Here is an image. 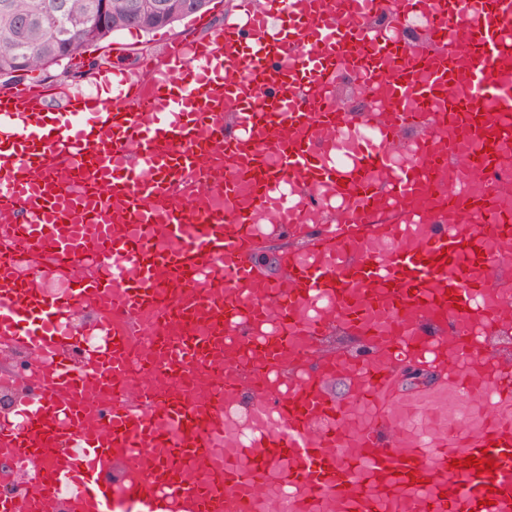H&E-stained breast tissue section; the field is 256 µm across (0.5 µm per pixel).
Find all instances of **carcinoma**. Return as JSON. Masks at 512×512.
I'll list each match as a JSON object with an SVG mask.
<instances>
[{
    "label": "carcinoma",
    "mask_w": 512,
    "mask_h": 512,
    "mask_svg": "<svg viewBox=\"0 0 512 512\" xmlns=\"http://www.w3.org/2000/svg\"><path fill=\"white\" fill-rule=\"evenodd\" d=\"M102 0H0V71L29 58L30 71L47 68L60 53L56 40L59 13L80 24L67 43L66 61L83 54L87 43L122 30L150 32L202 11L209 0H107L110 23L96 22Z\"/></svg>",
    "instance_id": "1"
}]
</instances>
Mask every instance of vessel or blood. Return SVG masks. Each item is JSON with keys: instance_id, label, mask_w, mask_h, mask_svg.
I'll return each instance as SVG.
<instances>
[{"instance_id": "b4317fda", "label": "vessel or blood", "mask_w": 512, "mask_h": 512, "mask_svg": "<svg viewBox=\"0 0 512 512\" xmlns=\"http://www.w3.org/2000/svg\"><path fill=\"white\" fill-rule=\"evenodd\" d=\"M477 24H469L468 0H242L234 18L189 50L164 52L145 79L122 70L92 72L84 87L61 93L52 108L41 86L0 94V221L15 225L13 247L38 266L52 264L69 288L45 295L38 276L0 279V342L28 348L43 361L48 394L33 405L23 430L0 424V448L25 464L41 462L36 497L51 499L64 481L74 485L75 512H212L208 488L192 472L212 454L210 435L221 428L180 400L141 389L137 401L113 403L87 430L78 399L91 386H115L127 371V339L110 335L95 349L63 321L86 305L101 316L113 307L129 312L162 310L167 320L191 323L201 313L221 320L208 336L183 333L165 339L164 326L145 336L157 344L155 374L181 383L196 364L222 352L247 355L251 329L267 305L278 313L280 335L267 349L277 361L281 345L299 336L297 355L308 365L304 382L289 395L264 387L239 391L238 404L268 410L276 423L244 448L224 457L214 481L236 496L238 512H261L253 492L280 462L282 475L300 491L299 512H512V376L474 379L462 367L475 356L494 365L498 350L468 345L464 323L476 290L512 288V265L490 255L493 239L481 223L483 208L460 203L457 229L419 237L408 224H372L367 216L379 196L413 205L442 171L458 137L474 151L455 156L457 172L499 163L512 143V86L500 83L502 60H512V0H478ZM423 9L428 14V52L400 46L371 29L381 15ZM400 65L385 83L375 75L386 58ZM368 59L358 85L374 94L385 86L393 112L377 124L373 140L357 152L353 169L341 173L325 158L326 140L344 120L341 111L320 112L340 69ZM464 76L471 96L449 90ZM418 126L419 154L389 169L402 131ZM291 129L305 137L287 138ZM223 145L215 160L214 145ZM236 168L225 181L233 198L242 181L255 198L272 183H292L298 200L281 203L274 231L302 227L307 197L328 187L351 196L344 223L303 233L295 250L277 258L269 277L250 247L258 210L229 204L200 209L190 187H201ZM385 172L383 186L374 175ZM185 192L182 205L155 209L154 201ZM122 200L138 233L116 235L106 216ZM164 228L168 246L153 250L142 234ZM395 239L391 249L364 252L354 233ZM94 254L108 263V277L84 272ZM221 286L207 298L190 294L196 270ZM276 281L264 300L245 288ZM327 295L333 319L302 322L297 307ZM359 338L361 348L326 349L333 332ZM431 373L433 391H452L484 410L480 426L449 423L447 407L421 411L422 432L406 422L417 411L406 400L404 369ZM344 376L345 396L326 391L332 375ZM373 412L351 423L350 405ZM80 438V458H37L35 441L50 448ZM494 459L493 471L462 467L468 457Z\"/></svg>"}]
</instances>
